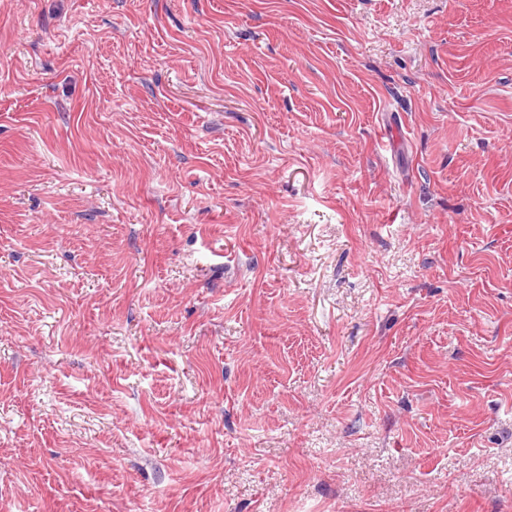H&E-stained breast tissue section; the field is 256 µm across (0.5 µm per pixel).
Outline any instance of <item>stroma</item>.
Listing matches in <instances>:
<instances>
[{"mask_svg": "<svg viewBox=\"0 0 512 512\" xmlns=\"http://www.w3.org/2000/svg\"><path fill=\"white\" fill-rule=\"evenodd\" d=\"M0 512H512V0H0Z\"/></svg>", "mask_w": 512, "mask_h": 512, "instance_id": "1", "label": "stroma"}]
</instances>
